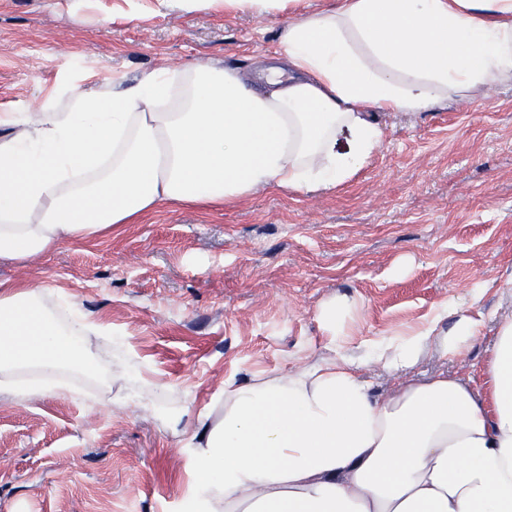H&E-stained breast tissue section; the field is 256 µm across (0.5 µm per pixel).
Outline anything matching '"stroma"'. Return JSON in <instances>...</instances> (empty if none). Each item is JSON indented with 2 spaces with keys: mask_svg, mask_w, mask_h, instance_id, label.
Here are the masks:
<instances>
[{
  "mask_svg": "<svg viewBox=\"0 0 512 512\" xmlns=\"http://www.w3.org/2000/svg\"><path fill=\"white\" fill-rule=\"evenodd\" d=\"M283 18L222 0H0V113H37L62 77L89 69L128 82L162 64L252 71ZM382 125L381 147L335 190L163 207L112 236L0 262V280L112 326L88 337L110 392L77 377L72 396L0 397V512H180L204 408L227 378L317 361L332 297L356 301L353 355L452 301L512 311V84ZM161 407L181 423L163 426Z\"/></svg>",
  "mask_w": 512,
  "mask_h": 512,
  "instance_id": "1",
  "label": "stroma"
}]
</instances>
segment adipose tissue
Here are the masks:
<instances>
[{
  "instance_id": "1",
  "label": "adipose tissue",
  "mask_w": 512,
  "mask_h": 512,
  "mask_svg": "<svg viewBox=\"0 0 512 512\" xmlns=\"http://www.w3.org/2000/svg\"><path fill=\"white\" fill-rule=\"evenodd\" d=\"M224 5L287 10L281 65H161L131 84L87 71L43 98L38 121L0 113V261L94 241L163 206L336 189L378 149L380 115L512 82V0ZM353 310L346 296L321 305L314 364L225 380L183 512H512V315L453 305L353 358L337 348ZM488 321L479 370H418L430 348L458 357ZM109 332L59 313L42 288L0 280V396L65 394L74 374L108 385L85 338ZM379 372L392 380L381 392Z\"/></svg>"
}]
</instances>
